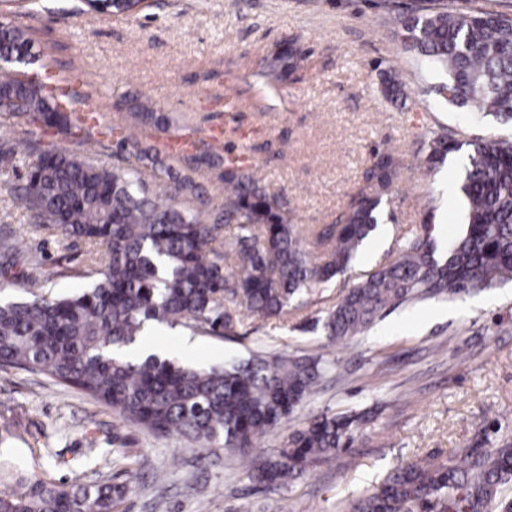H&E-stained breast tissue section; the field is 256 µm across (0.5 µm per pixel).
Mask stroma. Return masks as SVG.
<instances>
[{
    "label": "stroma",
    "mask_w": 512,
    "mask_h": 512,
    "mask_svg": "<svg viewBox=\"0 0 512 512\" xmlns=\"http://www.w3.org/2000/svg\"><path fill=\"white\" fill-rule=\"evenodd\" d=\"M421 0H147L136 16L87 13L81 0H38L12 15L42 55L29 65L37 79L78 93L66 138L0 113V144L32 141L37 149H76L84 135L102 143L112 164V129L134 126L141 143L166 151L189 135L210 141L224 128L228 156L256 170L269 193L287 197L289 218L307 248L320 255L312 229L335 223L350 195L370 190L375 152L392 153L398 176L379 207L378 228L354 265L313 288L286 316L240 314L228 336L160 326L166 354L221 365L266 351L324 355L341 367L313 396L257 444L266 455L318 413H371L352 448L306 475L270 490L252 483L223 448L160 438L118 413L46 377L0 368V456L23 474L51 482H86L92 472L132 483L118 512H336L374 490L396 467L417 458L448 460L488 438L512 442V282L401 306L364 336L332 340L321 326L358 278L396 259L405 237L425 221L446 243L463 228L460 173L445 161L437 174L418 148L427 131H447L467 158L474 139L512 137L493 118L429 94L438 73L402 50L399 16ZM298 40L305 57L276 83L263 75L280 46ZM394 71L411 89L405 102L380 91ZM150 100L171 119L162 129L140 124L131 99ZM27 164L0 169V239L23 236L34 265L0 276V296L26 297L31 281L52 278L61 292L87 288L85 271L98 242L73 239L36 224L15 198ZM123 458L113 462V449Z\"/></svg>",
    "instance_id": "35a3bbf8"
}]
</instances>
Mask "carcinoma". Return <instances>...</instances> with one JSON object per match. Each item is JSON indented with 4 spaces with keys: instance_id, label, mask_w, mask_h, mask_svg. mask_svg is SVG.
<instances>
[{
    "instance_id": "1",
    "label": "carcinoma",
    "mask_w": 512,
    "mask_h": 512,
    "mask_svg": "<svg viewBox=\"0 0 512 512\" xmlns=\"http://www.w3.org/2000/svg\"><path fill=\"white\" fill-rule=\"evenodd\" d=\"M88 10H122L114 0H84ZM407 51L427 60L442 78L432 92L460 110H477L512 124V19L477 11L450 14L418 8L397 21ZM303 57L295 42L267 64L273 81ZM31 38L20 26L0 24V110L45 127L68 124L64 111L81 102L59 95L31 77ZM384 96L406 100L393 72L381 79ZM135 116L167 126V116L142 103ZM460 185L465 227L444 245L423 233L407 239L399 258L360 279L327 314L329 337L360 336L386 312L412 300L453 299L512 280V139L471 143ZM82 153L54 146L30 164L17 198L38 223L69 238L97 240L102 260H92L89 288L75 294L50 290L28 299L0 301V366L40 374L115 410L125 421L157 436L203 447H222L251 480L277 486L336 456L355 438V412L313 415L290 432L267 458L252 456L257 441L280 426L316 392L335 364L323 356L256 352L224 367H200L149 356L126 361L112 348L133 343L143 326L180 324L224 336L236 312L271 318L288 314L305 291L347 271L378 226V209L397 176L390 153L376 155L371 191L356 192L334 224L315 239L324 253L312 258L288 220V199L271 195L252 169L209 150L176 169L134 134L117 138L118 162H101L88 138ZM423 165L434 172L461 144L431 133ZM32 143L0 146V168L17 167ZM220 167L224 203L203 198L198 164ZM152 171L156 188L142 179ZM237 225L234 238H221ZM0 272L34 262L17 238L0 241ZM232 257L235 269L225 262ZM15 478L20 491L0 492V512H116L129 486L109 480L57 485L14 475L0 460V478ZM512 442L467 448L446 463L418 459L395 469L372 493L347 501L341 512H512Z\"/></svg>"
}]
</instances>
